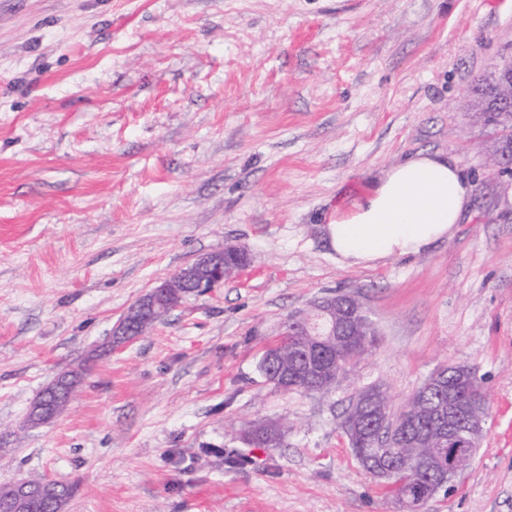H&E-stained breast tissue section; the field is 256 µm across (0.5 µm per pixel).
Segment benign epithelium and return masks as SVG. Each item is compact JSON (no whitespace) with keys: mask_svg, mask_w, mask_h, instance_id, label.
<instances>
[{"mask_svg":"<svg viewBox=\"0 0 512 512\" xmlns=\"http://www.w3.org/2000/svg\"><path fill=\"white\" fill-rule=\"evenodd\" d=\"M498 93V102L512 99V58L496 63L486 75ZM495 174H512V145L493 155ZM248 259L243 251L229 246L204 254L192 264L163 280L129 306L113 327V336H139V325L162 313L177 308L189 292L199 295L224 282V278L246 268ZM299 326V335L309 337L298 343L294 333L288 332V349L299 351L308 359V369L288 377L287 388L303 386L313 392L330 388L343 373L361 348L351 345L352 337L365 339L376 335L375 327L361 302L347 295L327 298L313 307V311L293 315ZM81 382V373L72 370L60 374L33 404L28 424H46L55 419L72 401ZM470 399L459 400L458 391L448 389V408H439V447L428 454L401 451L404 446L427 442L414 426L405 429L399 448L382 457V471L389 475L406 473L425 478L430 495L448 489V483L471 460L470 449L458 444L448 448L444 442L456 438L471 442L480 438L485 416L486 396L481 387L469 386ZM60 483L44 478L35 486L30 481H15L0 485V502L9 504V512H28L29 499L37 489L45 498L55 500Z\"/></svg>","mask_w":512,"mask_h":512,"instance_id":"1","label":"benign epithelium"}]
</instances>
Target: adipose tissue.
Instances as JSON below:
<instances>
[{
    "instance_id": "1",
    "label": "adipose tissue",
    "mask_w": 512,
    "mask_h": 512,
    "mask_svg": "<svg viewBox=\"0 0 512 512\" xmlns=\"http://www.w3.org/2000/svg\"><path fill=\"white\" fill-rule=\"evenodd\" d=\"M472 186L458 165L417 153L391 168L367 195L326 226L331 245L351 267L419 253L449 237L468 207Z\"/></svg>"
}]
</instances>
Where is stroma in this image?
<instances>
[{
    "mask_svg": "<svg viewBox=\"0 0 512 512\" xmlns=\"http://www.w3.org/2000/svg\"><path fill=\"white\" fill-rule=\"evenodd\" d=\"M512 57V0H0V483L65 512H402L341 422L437 370L487 397L471 465L425 512H512V177L466 102ZM420 151L473 198L451 237L349 267L324 226ZM248 267L112 355L128 307L198 257ZM354 295L375 341L326 392L257 372L288 316ZM76 400L25 418L59 374ZM279 420L280 447L246 444ZM366 399L373 400L382 409V416L393 428L398 430L403 426L404 417L407 415L405 409L398 416H394L390 411L388 396L381 387L374 386L359 390L345 410L343 424L346 432L353 427L358 428L361 424L359 421L367 419L369 412H365L363 408Z\"/></svg>",
    "mask_w": 512,
    "mask_h": 512,
    "instance_id": "stroma-1",
    "label": "stroma"
}]
</instances>
